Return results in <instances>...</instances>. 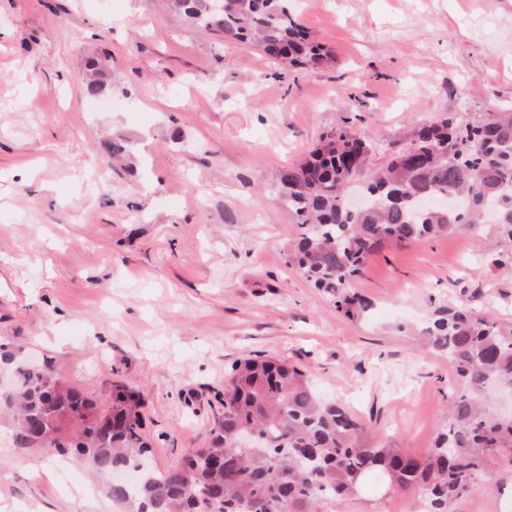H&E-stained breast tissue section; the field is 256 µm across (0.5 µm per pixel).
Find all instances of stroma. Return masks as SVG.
I'll list each match as a JSON object with an SVG mask.
<instances>
[{"label":"stroma","instance_id":"35a3bbf8","mask_svg":"<svg viewBox=\"0 0 512 512\" xmlns=\"http://www.w3.org/2000/svg\"><path fill=\"white\" fill-rule=\"evenodd\" d=\"M331 60L286 70L163 0H0V337L105 401L143 404L159 469L203 447L231 365L311 373L390 446L424 455L454 374L414 346L440 305L512 318V258L496 228L382 243L353 286L370 316L286 263L296 218L271 198L329 129L372 138V165L443 115L512 107V0H288ZM109 57L114 89L83 91ZM130 153L109 167L106 145ZM107 475L0 442V512H118ZM368 482L341 512H411ZM448 512H512V452L491 454ZM106 64L103 59H91L86 62L89 74L85 78L84 94L89 99H97L112 92V83L106 77Z\"/></svg>","mask_w":512,"mask_h":512}]
</instances>
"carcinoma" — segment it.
<instances>
[{"instance_id":"obj_1","label":"carcinoma","mask_w":512,"mask_h":512,"mask_svg":"<svg viewBox=\"0 0 512 512\" xmlns=\"http://www.w3.org/2000/svg\"><path fill=\"white\" fill-rule=\"evenodd\" d=\"M197 32H219L249 43L294 68L313 69L331 59L288 11V0H167ZM102 59L86 62L84 94L112 91ZM373 145L330 129L309 158L281 174L278 199L301 227L288 265L334 299L347 317L369 304L353 278L376 247L411 244L448 234L457 224H482L492 211L503 242L512 248V112L459 122L453 117L421 127L409 147L386 166H367ZM351 190L370 204L353 209ZM419 344L446 356L462 385L448 405V423L431 451L417 456L380 441L346 407L321 399L309 374L278 359L246 358L228 374L224 411L206 445L182 461L145 472L133 489L107 487L126 512H336L357 495L364 479L422 500L426 512L471 492L486 457L512 452V413L498 410L491 384L512 386V324L489 310L440 306L426 321ZM12 386L0 391V419L12 448H42L72 455L110 475L149 462L143 403L122 383L102 409L62 379L45 360L27 362L0 342Z\"/></svg>"}]
</instances>
